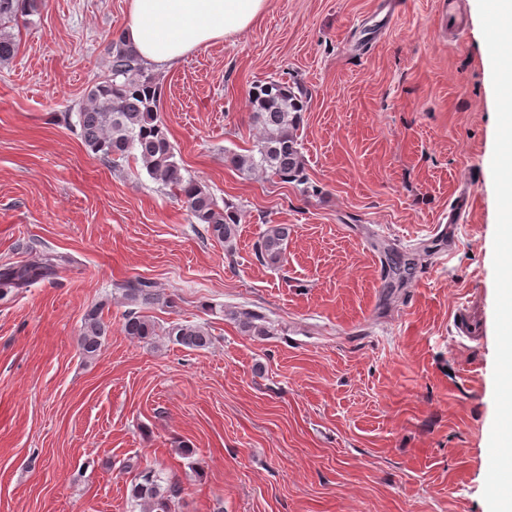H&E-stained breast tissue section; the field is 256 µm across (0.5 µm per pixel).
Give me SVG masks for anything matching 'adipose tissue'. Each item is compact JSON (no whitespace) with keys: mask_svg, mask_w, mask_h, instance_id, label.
<instances>
[{"mask_svg":"<svg viewBox=\"0 0 512 512\" xmlns=\"http://www.w3.org/2000/svg\"><path fill=\"white\" fill-rule=\"evenodd\" d=\"M267 0H129L123 32L146 66L174 67L195 49L247 30Z\"/></svg>","mask_w":512,"mask_h":512,"instance_id":"obj_1","label":"adipose tissue"}]
</instances>
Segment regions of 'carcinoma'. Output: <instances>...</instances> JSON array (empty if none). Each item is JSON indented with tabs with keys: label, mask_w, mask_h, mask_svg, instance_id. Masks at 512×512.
<instances>
[{
	"label": "carcinoma",
	"mask_w": 512,
	"mask_h": 512,
	"mask_svg": "<svg viewBox=\"0 0 512 512\" xmlns=\"http://www.w3.org/2000/svg\"><path fill=\"white\" fill-rule=\"evenodd\" d=\"M39 0H0V65L9 62L18 46L9 28L19 20L37 12ZM110 77L90 89L87 103L76 112L75 125L85 145L100 159L114 167L129 159L141 162L146 174L183 202L194 224L204 225V232L227 247L233 246L240 223L239 212L229 203L219 205L201 182L182 172L176 161L175 148L167 128L160 119L161 88L156 75L138 58L118 35L108 45ZM252 121L261 135L251 150L233 153L229 161L239 171H261L281 183H308L297 130L302 112L307 109L303 91L280 78H268L254 84L249 92ZM288 227L275 224L255 243V256L265 264L276 265L285 255ZM61 257L45 253L33 262L0 267V299L12 291L28 287L32 282L53 274ZM125 298L133 305L159 303L162 296L153 282L129 280L121 284ZM259 315L241 309L233 312V320L245 331L265 335L256 324ZM108 325L102 318V305H94L86 313L79 336L82 354L98 356ZM122 331L148 342L157 335L155 323L135 309L123 314ZM165 335L175 344L192 350L207 349L213 344L209 330L197 324L173 323ZM133 472L129 497L144 512H172L183 494L182 485L162 482L156 471L136 461L126 465Z\"/></svg>",
	"instance_id": "obj_1"
}]
</instances>
